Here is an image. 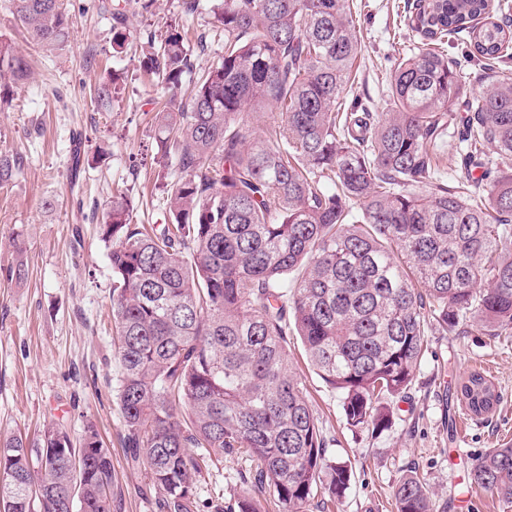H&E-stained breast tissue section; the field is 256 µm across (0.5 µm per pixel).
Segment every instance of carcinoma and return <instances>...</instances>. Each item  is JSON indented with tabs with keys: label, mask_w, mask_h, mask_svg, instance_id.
<instances>
[{
	"label": "carcinoma",
	"mask_w": 512,
	"mask_h": 512,
	"mask_svg": "<svg viewBox=\"0 0 512 512\" xmlns=\"http://www.w3.org/2000/svg\"><path fill=\"white\" fill-rule=\"evenodd\" d=\"M12 2L33 41L63 46V0ZM416 8L411 28L428 47L398 63L386 112L356 102L342 111L361 52L347 0H220L224 55L187 94L178 91L196 63L178 23L147 57L171 91L156 112L157 162L176 168L162 183L165 221L134 223L119 195L100 231L127 462L161 493L159 512H197L196 476L226 455L260 462L231 512H261L267 495L278 512L343 498L351 470L327 456L288 335L339 394L346 424L377 432L412 386L429 327L512 332V79L468 102L461 171L447 183L440 162L463 80L437 48L462 35L479 62L509 56L512 30L494 13L512 4ZM111 15L118 51L126 18ZM29 74L1 38L0 105ZM23 165L0 156V187ZM460 394L475 416L499 401L480 371ZM470 480L512 503V443L487 451ZM112 483L92 423L77 441L60 426L0 436V512H113ZM394 498L397 512H436L415 470Z\"/></svg>",
	"instance_id": "carcinoma-1"
}]
</instances>
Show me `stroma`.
Wrapping results in <instances>:
<instances>
[{
  "label": "stroma",
  "mask_w": 512,
  "mask_h": 512,
  "mask_svg": "<svg viewBox=\"0 0 512 512\" xmlns=\"http://www.w3.org/2000/svg\"><path fill=\"white\" fill-rule=\"evenodd\" d=\"M100 0H66L70 27L64 47L33 43L17 20L12 0H0V37L29 61L31 80L0 106V156H21L14 182L0 188V433L36 436L63 424L80 437L94 423L112 453L114 512H155L158 491L148 489L144 470L127 464L116 399L120 366L114 357L112 267L99 226L113 196L134 204L139 224L163 221L156 189L161 169L155 104L171 92L140 64L150 37H162L179 21L189 39L208 33L197 63L224 52L212 34V0L183 16L182 0H118L128 40L112 48V16ZM417 0H349L360 30L362 52L353 91L373 112L388 109L389 79L396 62L416 51L419 35L408 26ZM443 50L456 64L468 97L486 92L512 58L489 64L470 60L471 48L456 39ZM112 76V103L98 108L94 92ZM23 263L22 280L2 276ZM428 351L395 423L380 433L346 425L341 403L310 368L299 341L291 343L297 373L329 440L328 454L353 470L345 496L330 512H396L393 491L413 468L435 492L438 507L455 501L456 512H512L496 494L470 484L475 461L512 441V335L489 336L473 328L453 336L430 330ZM480 370L496 385L500 402L476 418L457 397L460 382ZM257 461L225 457L213 463L199 486L200 512H227L243 489L242 475Z\"/></svg>",
  "instance_id": "35a3bbf8"
}]
</instances>
